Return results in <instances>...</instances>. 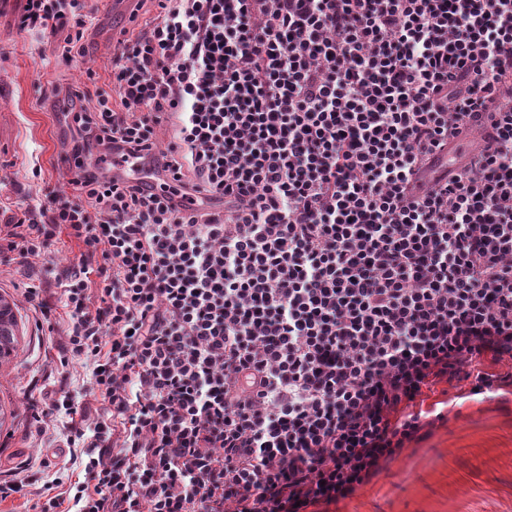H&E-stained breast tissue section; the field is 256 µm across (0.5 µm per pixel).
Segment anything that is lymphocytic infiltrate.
<instances>
[{"instance_id": "obj_1", "label": "lymphocytic infiltrate", "mask_w": 512, "mask_h": 512, "mask_svg": "<svg viewBox=\"0 0 512 512\" xmlns=\"http://www.w3.org/2000/svg\"><path fill=\"white\" fill-rule=\"evenodd\" d=\"M155 2L69 115L68 191L7 233L84 245L59 352L119 423L69 428L84 478L38 512H309L415 438L432 386L512 359V0ZM91 14L23 0L16 26L70 61Z\"/></svg>"}]
</instances>
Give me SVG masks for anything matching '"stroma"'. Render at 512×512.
<instances>
[{
  "mask_svg": "<svg viewBox=\"0 0 512 512\" xmlns=\"http://www.w3.org/2000/svg\"><path fill=\"white\" fill-rule=\"evenodd\" d=\"M95 8L86 53L66 62L54 56L51 36L17 31L21 0H0V226L67 187L73 132L65 115L92 111L112 71V0H97ZM67 86L80 99L58 98L57 88ZM82 250L62 236L23 265L0 254V296L13 303L19 329L16 355L0 364V477L26 483L0 512H32L43 481L76 471L61 437L68 417L54 405L65 390L76 403L94 405V363L61 362L57 346L69 320L60 312L52 325L42 324L26 289L45 270L76 266ZM484 370L500 379L492 392L472 394L464 378L436 384L422 409L440 410L443 419L321 512H512V361ZM32 398L53 411L42 434L27 408Z\"/></svg>",
  "mask_w": 512,
  "mask_h": 512,
  "instance_id": "stroma-1",
  "label": "stroma"
}]
</instances>
